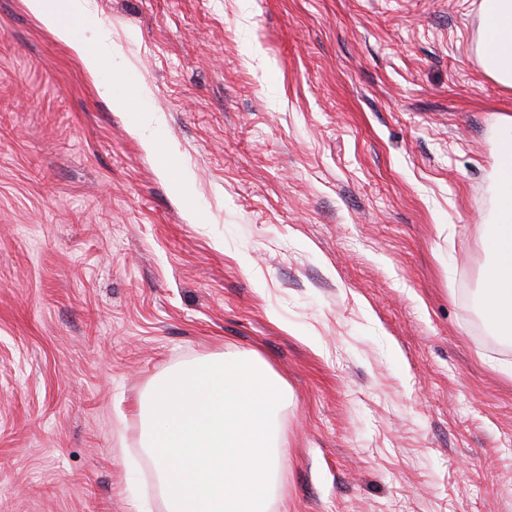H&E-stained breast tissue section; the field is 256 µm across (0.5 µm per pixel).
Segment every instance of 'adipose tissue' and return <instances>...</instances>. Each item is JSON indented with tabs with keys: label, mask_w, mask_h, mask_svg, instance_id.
<instances>
[{
	"label": "adipose tissue",
	"mask_w": 512,
	"mask_h": 512,
	"mask_svg": "<svg viewBox=\"0 0 512 512\" xmlns=\"http://www.w3.org/2000/svg\"><path fill=\"white\" fill-rule=\"evenodd\" d=\"M26 7L65 43L81 62L98 94L113 111L135 113L131 133L148 151L160 147L161 115L148 105L149 91L138 87L134 94L117 91L106 73L120 56L109 43L108 31L91 20L90 0H24ZM481 62L485 73L512 88V0H482ZM88 36H78L79 27ZM500 160L494 178L498 187L495 228L486 246L492 262L485 279L482 311L486 322L501 336L512 340V117L500 116Z\"/></svg>",
	"instance_id": "ef3b65f1"
}]
</instances>
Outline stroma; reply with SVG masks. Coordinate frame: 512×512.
Wrapping results in <instances>:
<instances>
[{
  "label": "stroma",
  "instance_id": "1",
  "mask_svg": "<svg viewBox=\"0 0 512 512\" xmlns=\"http://www.w3.org/2000/svg\"><path fill=\"white\" fill-rule=\"evenodd\" d=\"M92 3L178 152L0 0V512H163L140 403L234 351L288 384L271 512H512L481 0Z\"/></svg>",
  "mask_w": 512,
  "mask_h": 512
}]
</instances>
